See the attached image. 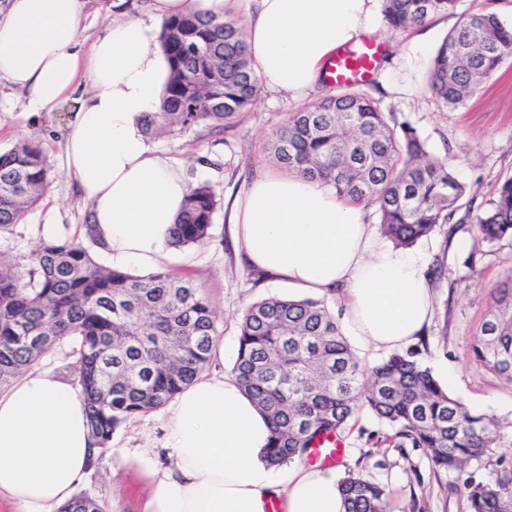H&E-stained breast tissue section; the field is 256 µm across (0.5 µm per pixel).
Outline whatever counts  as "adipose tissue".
Segmentation results:
<instances>
[{"label":"adipose tissue","mask_w":512,"mask_h":512,"mask_svg":"<svg viewBox=\"0 0 512 512\" xmlns=\"http://www.w3.org/2000/svg\"><path fill=\"white\" fill-rule=\"evenodd\" d=\"M239 0H148L147 19L124 16L84 44L87 0H7L0 9V81L29 111L70 105L66 165L87 195L90 222L113 264L148 269L172 249L191 186L187 169L151 147L169 64L166 19L223 18ZM246 53L264 91L301 100L342 44L379 32L380 0H251ZM232 222L248 266L300 294L340 301L342 320L381 351L424 336L432 318L427 263L394 248L364 205L296 174L255 176ZM167 461L149 466L144 512H345L332 468L265 459L266 417L232 375L204 374L170 403ZM99 449L80 388L29 371L0 392V512H60Z\"/></svg>","instance_id":"adipose-tissue-1"}]
</instances>
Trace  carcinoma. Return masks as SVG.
I'll return each instance as SVG.
<instances>
[{
	"label": "carcinoma",
	"mask_w": 512,
	"mask_h": 512,
	"mask_svg": "<svg viewBox=\"0 0 512 512\" xmlns=\"http://www.w3.org/2000/svg\"><path fill=\"white\" fill-rule=\"evenodd\" d=\"M457 0H383L393 30L455 13ZM171 78L144 133H220L259 97L233 20L186 14L162 24ZM512 58V24L491 12L462 14L439 46L429 86L445 106L463 107ZM291 173L322 182L355 204L375 208L382 233L398 247L429 237L463 206L466 187L433 156L409 123H398L369 95L347 89L292 113L269 142ZM46 156L26 142L0 152V230L24 222L46 192ZM217 195L193 187L171 245L210 238ZM465 218L479 239H512V178L490 207ZM471 343L475 360L512 381V275ZM216 319L201 287L171 272L135 276L99 264L71 237L43 240L27 256L0 252V385L30 368L55 343L76 342L78 383L96 444L105 449L124 420L158 409L198 377L209 360ZM231 374L271 423L269 464L306 458L318 436L340 432L364 408L395 428L393 446L424 448L442 469L483 457L500 423L469 411L413 353L373 365L358 358L323 299L273 296L248 306L239 324ZM346 512H386L384 489L353 472L340 481ZM470 512H512V470L464 484ZM62 512H102L85 497Z\"/></svg>",
	"instance_id": "cac0c4a2"
}]
</instances>
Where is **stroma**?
<instances>
[{
	"instance_id": "35a3bbf8",
	"label": "stroma",
	"mask_w": 512,
	"mask_h": 512,
	"mask_svg": "<svg viewBox=\"0 0 512 512\" xmlns=\"http://www.w3.org/2000/svg\"><path fill=\"white\" fill-rule=\"evenodd\" d=\"M456 15H440L426 23V53L408 70H394L396 81H409L405 95L389 94L367 84L363 90L398 121L409 122L426 140L429 151L448 161L456 178L468 186L474 210L488 207L500 183L512 178V59L506 61L465 107L442 105L428 88V72ZM323 85L309 93L314 103L336 94ZM302 102V103H305ZM302 103L279 94H261L234 124L218 135L201 129L186 134H161L149 143L187 167L195 182L209 183L220 205L207 242L174 249L163 270L191 277L202 288L216 315L224 356L210 370L229 373L238 348V323L247 305L271 296L288 295V288L270 280H255L239 252L224 204L254 175L276 171L268 141L288 114ZM68 107L55 112H28L24 95L0 85V150L26 139L50 161L49 186L24 223L0 232V250L26 255L43 239L84 237L89 201L64 172V143ZM470 222L443 224L413 246L429 267L444 275L431 278L433 317L427 335L412 346L419 361L429 366L449 394L473 411L499 420L503 428L486 455L458 470H439L421 448H395L368 441V432L389 434L366 411H358L342 434L345 469L362 474L385 490L388 512H469L461 488L482 481L494 471L512 468V382L474 361L469 346L490 304V290L512 273V240L477 243L473 267L462 264L466 249L459 239H473ZM165 409L121 423L112 442L96 460L79 494L97 501L103 512H144L147 481L138 465L144 453L165 455Z\"/></svg>"
}]
</instances>
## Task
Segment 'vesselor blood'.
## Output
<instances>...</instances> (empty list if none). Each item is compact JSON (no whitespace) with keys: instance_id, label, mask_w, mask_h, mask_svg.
<instances>
[{"instance_id":"b4317fda","label":"vessel or blood","mask_w":512,"mask_h":512,"mask_svg":"<svg viewBox=\"0 0 512 512\" xmlns=\"http://www.w3.org/2000/svg\"><path fill=\"white\" fill-rule=\"evenodd\" d=\"M382 54L383 45L375 37L342 45L327 67L326 79L338 88L366 83L374 77ZM344 451L345 443L338 434H324L312 443L308 461L329 466L335 464Z\"/></svg>"}]
</instances>
